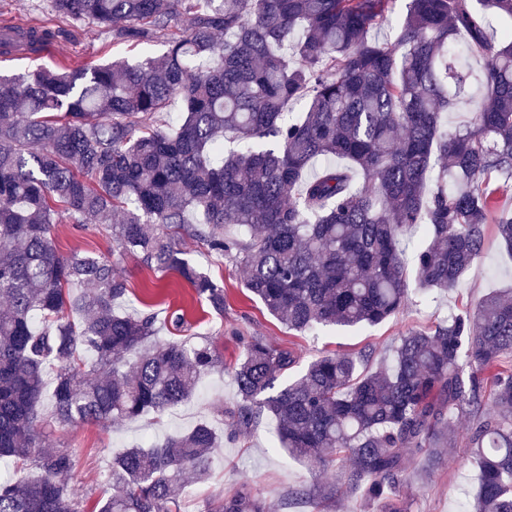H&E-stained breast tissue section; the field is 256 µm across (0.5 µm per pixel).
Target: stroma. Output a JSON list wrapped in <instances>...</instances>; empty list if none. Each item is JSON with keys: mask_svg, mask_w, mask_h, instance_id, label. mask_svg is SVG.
<instances>
[{"mask_svg": "<svg viewBox=\"0 0 512 512\" xmlns=\"http://www.w3.org/2000/svg\"><path fill=\"white\" fill-rule=\"evenodd\" d=\"M36 22L57 33L56 56L40 60L0 61V74H23L37 66H95L116 58L141 60L145 53L159 54L161 45L143 47L113 46L111 35L102 28L74 22L52 11L48 0H0V23ZM57 252L64 257L74 253L100 255L114 261L130 288L133 307L148 309L156 316V341L183 338L185 330L210 337L222 356V366L204 374L193 397L185 404L157 415L150 413L118 425L84 423L61 426L52 418V404L43 401L41 432L45 447L68 450L74 458L71 485L84 498L87 507L106 498L110 492V457L124 449L162 440L182 433L197 423L209 422L224 430L225 410L237 400L233 368L243 355L242 340L263 337L272 346L293 349L299 362L290 378L299 377L317 356L327 353H356L372 348L370 368L391 359L399 336L409 329L424 328L445 319L449 310L474 306L490 292L512 289V253L496 237H489L482 260L471 267L456 288L430 296L411 295L405 309L375 326L360 328L325 327L300 335L272 316L244 286L245 272L229 258L208 252L194 239L181 240L186 258L207 273L224 289V311L215 313L200 301L192 288L176 273H154L133 256L119 254L109 230L95 225L63 223L53 231ZM184 313L186 328L173 323L175 310ZM454 447L444 450L435 468L412 469L401 486L411 512H466L477 487V471L466 456V423H459ZM341 467H323L307 459L289 456L272 446V429L260 425L250 433L225 442L217 450L207 479L188 484L181 495L182 512H205L208 504L233 493L241 482H249L255 492L275 512H284L282 502L294 489H314L321 484H340Z\"/></svg>", "mask_w": 512, "mask_h": 512, "instance_id": "35a3bbf8", "label": "stroma"}]
</instances>
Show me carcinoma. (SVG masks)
I'll list each match as a JSON object with an SVG mask.
<instances>
[{"mask_svg": "<svg viewBox=\"0 0 512 512\" xmlns=\"http://www.w3.org/2000/svg\"><path fill=\"white\" fill-rule=\"evenodd\" d=\"M395 0H49L108 29L114 45L163 43L131 64L0 76V458L41 476L0 482V512H86L72 456L42 447L39 408L62 425L162 414L222 363L212 343L155 342V314L124 312L112 261L63 257L57 224L104 225L153 272L174 271L224 314V289L174 240L189 237L246 269L245 288L288 330L376 325L404 309L407 254L416 290L454 287L489 230L512 251V0H409L395 37L371 30ZM57 32L0 30V56H36ZM483 100L450 129L443 113ZM307 100L288 115V104ZM175 100L182 118L157 116ZM244 144L224 151V135ZM119 214L122 221L112 223ZM235 224L244 239L224 234ZM372 352L328 353L296 379L291 349L244 340L229 437L271 419L276 446L343 466L341 492L373 512L469 424L479 489L471 512H512V296L495 291L429 329H411L388 368ZM224 439L208 422L111 457L96 512H181L176 488L205 479ZM336 486L288 492L320 505ZM243 482L206 512H268Z\"/></svg>", "mask_w": 512, "mask_h": 512, "instance_id": "obj_1", "label": "carcinoma"}]
</instances>
